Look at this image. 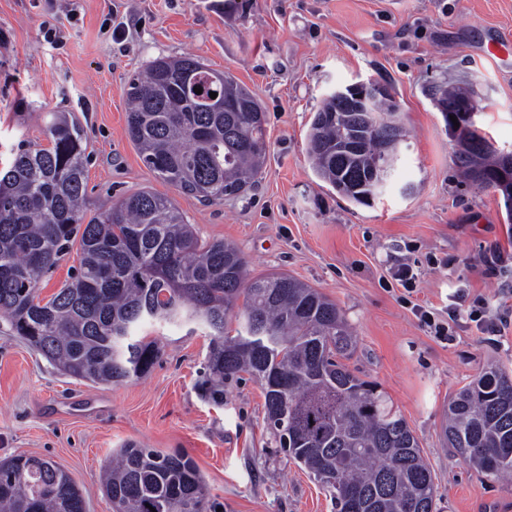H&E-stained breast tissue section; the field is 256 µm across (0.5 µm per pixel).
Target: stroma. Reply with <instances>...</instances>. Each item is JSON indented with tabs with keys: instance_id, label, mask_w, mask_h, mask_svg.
<instances>
[{
	"instance_id": "stroma-1",
	"label": "stroma",
	"mask_w": 512,
	"mask_h": 512,
	"mask_svg": "<svg viewBox=\"0 0 512 512\" xmlns=\"http://www.w3.org/2000/svg\"><path fill=\"white\" fill-rule=\"evenodd\" d=\"M512 0H0V171L23 143L46 144L51 113L75 114L89 153L88 209L152 187L206 240L238 245L251 275L284 272L343 311L356 374L377 381L430 463L442 512H512V482L446 446L448 400L488 365L512 373V217L502 195L462 181L434 86L468 89L478 126L512 152ZM190 55L234 75L267 113L270 152L256 189L211 205L156 180L126 134L130 77ZM369 77L400 105L407 139L370 204L337 194L307 157L312 118L333 89ZM410 264L418 292L392 269ZM457 316L449 318L448 304ZM421 304L449 322L433 336ZM487 308L489 327L473 321ZM161 356L143 379L92 386L63 375L0 319V459L62 466L88 512H112L100 473L136 441L198 465L217 512H336L329 493L284 455L248 374L214 404L199 388L210 339L147 326Z\"/></svg>"
}]
</instances>
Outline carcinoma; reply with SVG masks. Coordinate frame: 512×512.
I'll return each mask as SVG.
<instances>
[{
  "label": "carcinoma",
  "instance_id": "1",
  "mask_svg": "<svg viewBox=\"0 0 512 512\" xmlns=\"http://www.w3.org/2000/svg\"><path fill=\"white\" fill-rule=\"evenodd\" d=\"M202 89L197 94L194 88ZM227 102L210 109V93ZM126 130L155 178L202 202L252 190L266 163V113L229 73L192 56L152 61L128 83ZM344 120L348 103L327 99L313 117L308 158L337 193L367 204L383 189L365 160L387 154L383 115ZM49 146L20 149L0 177V316L12 333L67 375L118 384L149 374L156 342L134 340L146 322L202 327L211 336L205 396L224 401V380L247 373L264 392L267 428L289 459L332 495L336 512H437V485L407 422L379 385L351 370V328L336 302L285 274L249 275L232 242L199 237L174 199L151 188L87 215V138L74 118L48 126ZM454 164L512 178L504 154L479 128ZM358 143L362 153L348 150ZM75 273L45 300L40 278L73 245ZM235 329H230L231 323ZM287 406L282 422L274 406ZM448 447L495 480L512 478V376L489 367L448 402ZM17 454L0 460V512H86L83 496L55 462ZM115 512H207L208 490L184 452L130 442L104 471Z\"/></svg>",
  "mask_w": 512,
  "mask_h": 512
}]
</instances>
